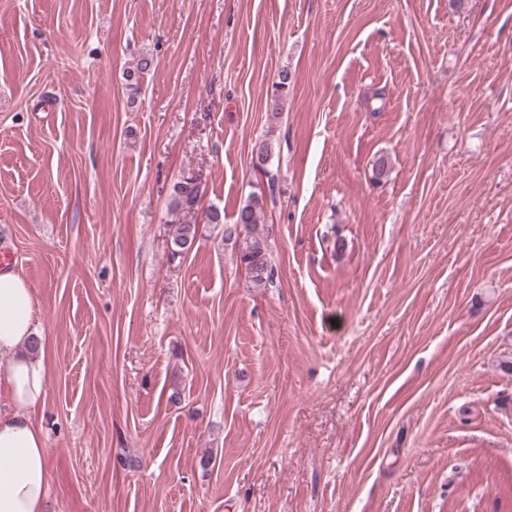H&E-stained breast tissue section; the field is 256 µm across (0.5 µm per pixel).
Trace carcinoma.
I'll return each mask as SVG.
<instances>
[{"mask_svg": "<svg viewBox=\"0 0 512 512\" xmlns=\"http://www.w3.org/2000/svg\"><path fill=\"white\" fill-rule=\"evenodd\" d=\"M156 69L155 59L144 55L134 69L126 72V90L130 100H135L141 93V79ZM291 84V73L287 69L280 70L274 94L270 98L269 108L272 118H278L282 108L284 94L288 93ZM204 188L202 183L191 173L181 176L173 183L169 194L168 210L173 216L175 229L170 240V256L173 259L187 255L194 247L199 234L197 216ZM267 206L266 197L262 194H251L236 213L231 224L224 223V212L211 207L204 212L205 223L224 225V240L243 239L240 250V263L257 286H271L275 283L276 267L271 263L265 236L258 233V224Z\"/></svg>", "mask_w": 512, "mask_h": 512, "instance_id": "carcinoma-1", "label": "carcinoma"}]
</instances>
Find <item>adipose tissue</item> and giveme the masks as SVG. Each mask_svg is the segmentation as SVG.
I'll return each mask as SVG.
<instances>
[{
	"label": "adipose tissue",
	"instance_id": "ef3b65f1",
	"mask_svg": "<svg viewBox=\"0 0 512 512\" xmlns=\"http://www.w3.org/2000/svg\"><path fill=\"white\" fill-rule=\"evenodd\" d=\"M0 512H48L50 451L36 420L49 399L47 346L37 328L32 286L0 269Z\"/></svg>",
	"mask_w": 512,
	"mask_h": 512
}]
</instances>
